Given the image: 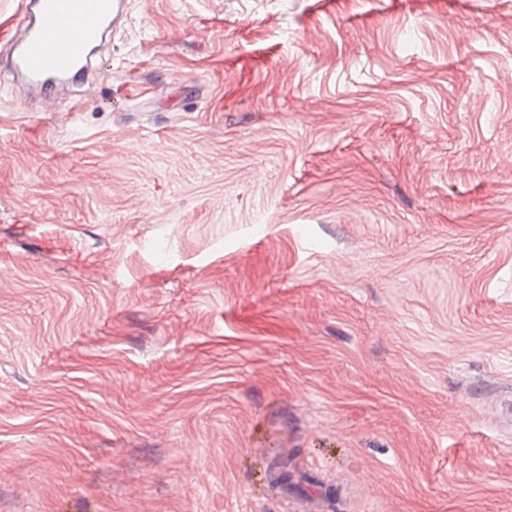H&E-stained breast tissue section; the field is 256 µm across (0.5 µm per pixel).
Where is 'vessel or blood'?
Instances as JSON below:
<instances>
[{"instance_id":"obj_1","label":"vessel or blood","mask_w":512,"mask_h":512,"mask_svg":"<svg viewBox=\"0 0 512 512\" xmlns=\"http://www.w3.org/2000/svg\"><path fill=\"white\" fill-rule=\"evenodd\" d=\"M20 8L12 76L29 98L51 105L70 87L99 80L98 47L126 20L128 0H22Z\"/></svg>"}]
</instances>
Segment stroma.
<instances>
[{"label":"stroma","mask_w":512,"mask_h":512,"mask_svg":"<svg viewBox=\"0 0 512 512\" xmlns=\"http://www.w3.org/2000/svg\"><path fill=\"white\" fill-rule=\"evenodd\" d=\"M97 61L0 63V512H512V0H129Z\"/></svg>","instance_id":"35a3bbf8"}]
</instances>
